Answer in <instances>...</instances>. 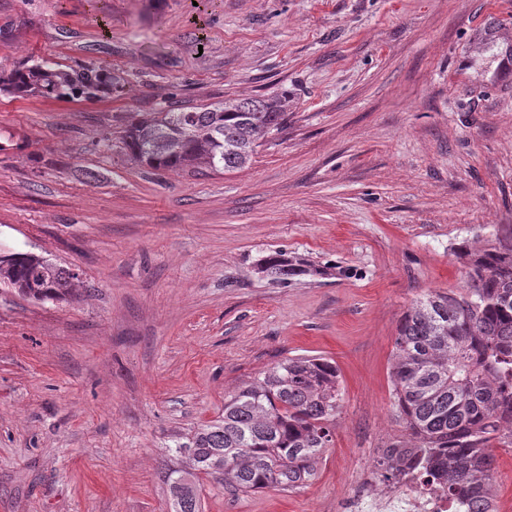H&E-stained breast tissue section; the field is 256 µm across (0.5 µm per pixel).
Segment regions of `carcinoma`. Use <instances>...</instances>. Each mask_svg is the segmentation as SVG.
Wrapping results in <instances>:
<instances>
[{"label": "carcinoma", "mask_w": 512, "mask_h": 512, "mask_svg": "<svg viewBox=\"0 0 512 512\" xmlns=\"http://www.w3.org/2000/svg\"><path fill=\"white\" fill-rule=\"evenodd\" d=\"M121 88V77L93 66L35 62L0 74V90L22 96L97 98ZM288 92L226 99L210 107L139 113L128 124L132 160L154 170L201 172L249 163L265 135L282 128ZM454 255L465 270L461 292L431 291L396 327L391 378L400 447L376 470L383 483L407 467L448 486V497L493 507V448H512V225L482 242L463 241ZM296 268L280 252L256 273L286 283ZM79 274L45 257L0 259V283L32 301L75 296ZM342 394L336 364L324 356L280 361L224 402V416L193 430L175 448L180 465L166 475L171 512H202L200 479L230 494L266 488L299 490L331 447Z\"/></svg>", "instance_id": "cac0c4a2"}]
</instances>
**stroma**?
<instances>
[{
	"mask_svg": "<svg viewBox=\"0 0 512 512\" xmlns=\"http://www.w3.org/2000/svg\"><path fill=\"white\" fill-rule=\"evenodd\" d=\"M0 0V72L94 65L120 92H0V253L72 268L76 297L0 286V512H170L174 447L277 362L335 361L310 485L204 512H329L402 435L391 351L408 307L460 289L452 249L512 224V0ZM287 93L246 167L153 171L135 112ZM97 173L79 181L75 169ZM300 261L288 283L254 266Z\"/></svg>",
	"mask_w": 512,
	"mask_h": 512,
	"instance_id": "35a3bbf8",
	"label": "stroma"
}]
</instances>
